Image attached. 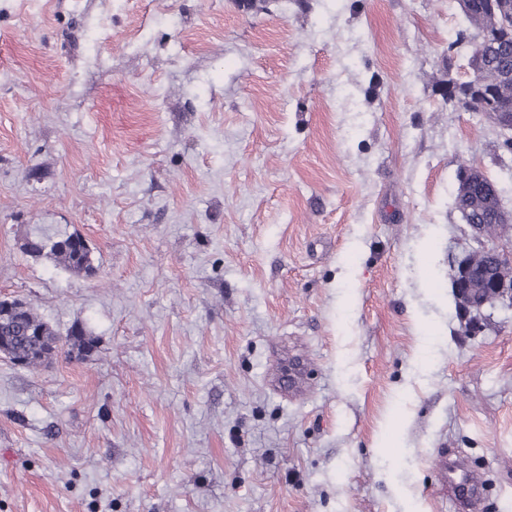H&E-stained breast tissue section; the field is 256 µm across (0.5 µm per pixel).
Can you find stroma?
<instances>
[{"mask_svg": "<svg viewBox=\"0 0 512 512\" xmlns=\"http://www.w3.org/2000/svg\"><path fill=\"white\" fill-rule=\"evenodd\" d=\"M456 0H0V300L90 355L0 357V512H512V306L473 331ZM467 43L456 46L457 36ZM77 232L95 271L25 250ZM307 387L289 396L293 356ZM474 269V263L467 257L456 261L451 269L452 285L453 288H455L460 303L466 304L469 308L480 310L488 303V298H484L480 303L473 300L471 294V278ZM437 476L440 483L448 485V492L463 510L470 509L482 490L480 482L455 460L447 459L446 454L438 458Z\"/></svg>", "mask_w": 512, "mask_h": 512, "instance_id": "35a3bbf8", "label": "stroma"}]
</instances>
